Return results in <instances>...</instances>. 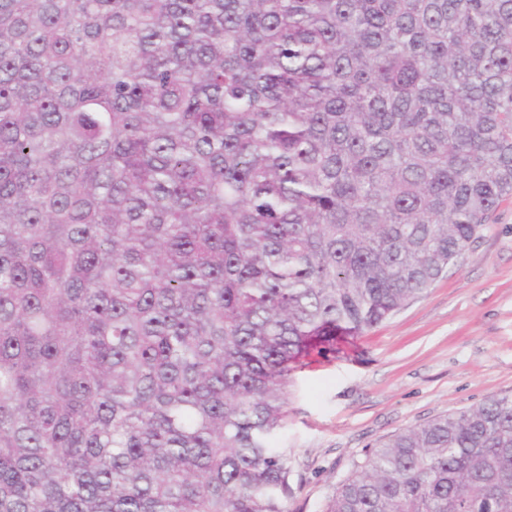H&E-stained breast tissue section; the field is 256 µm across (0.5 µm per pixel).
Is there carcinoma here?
<instances>
[{"label":"carcinoma","instance_id":"obj_1","mask_svg":"<svg viewBox=\"0 0 512 512\" xmlns=\"http://www.w3.org/2000/svg\"><path fill=\"white\" fill-rule=\"evenodd\" d=\"M512 198V0H0V512H288V385ZM324 512H512V396Z\"/></svg>","mask_w":512,"mask_h":512}]
</instances>
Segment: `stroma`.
Instances as JSON below:
<instances>
[{
  "label": "stroma",
  "instance_id": "stroma-1",
  "mask_svg": "<svg viewBox=\"0 0 512 512\" xmlns=\"http://www.w3.org/2000/svg\"><path fill=\"white\" fill-rule=\"evenodd\" d=\"M493 395H512V199L422 297L295 373L289 512H323L368 450Z\"/></svg>",
  "mask_w": 512,
  "mask_h": 512
}]
</instances>
